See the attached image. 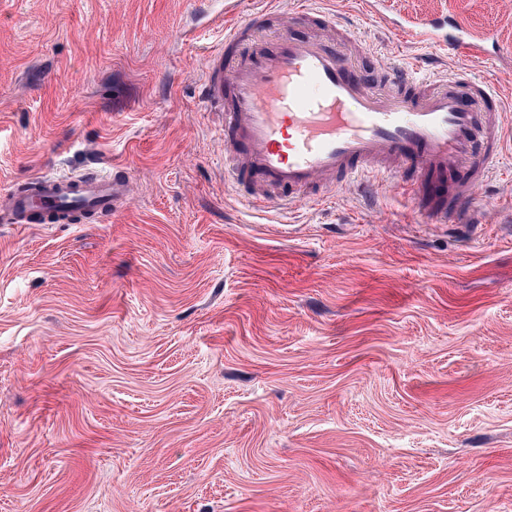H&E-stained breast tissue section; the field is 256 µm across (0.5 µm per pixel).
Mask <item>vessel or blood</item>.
<instances>
[{"label": "vessel or blood", "mask_w": 512, "mask_h": 512, "mask_svg": "<svg viewBox=\"0 0 512 512\" xmlns=\"http://www.w3.org/2000/svg\"><path fill=\"white\" fill-rule=\"evenodd\" d=\"M289 8L317 17L311 32L262 38L266 13L255 10L225 25L223 49L211 53L202 78L208 103L224 114L225 170L253 209L294 198L321 201L344 180L371 175H413L408 188L432 222L447 223L471 188L489 177L500 155V100L489 83L457 72L431 82L420 62L390 68L385 86L352 75L348 43L336 40L335 16L310 0ZM416 27L425 43L465 46L482 57L495 48L493 33L471 29L447 12L397 23ZM462 179L447 199L430 192L431 179L448 167ZM127 191L124 173L59 179L41 176L12 198L8 223L39 214L59 219L74 207L117 210Z\"/></svg>", "instance_id": "1"}]
</instances>
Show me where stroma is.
Segmentation results:
<instances>
[{
	"instance_id": "1",
	"label": "stroma",
	"mask_w": 512,
	"mask_h": 512,
	"mask_svg": "<svg viewBox=\"0 0 512 512\" xmlns=\"http://www.w3.org/2000/svg\"><path fill=\"white\" fill-rule=\"evenodd\" d=\"M234 0H0V201L124 172L96 221L0 222V512H512V103L466 227L403 185L258 214L201 79ZM355 75L512 91V0H322ZM449 10L496 53L388 26Z\"/></svg>"
}]
</instances>
